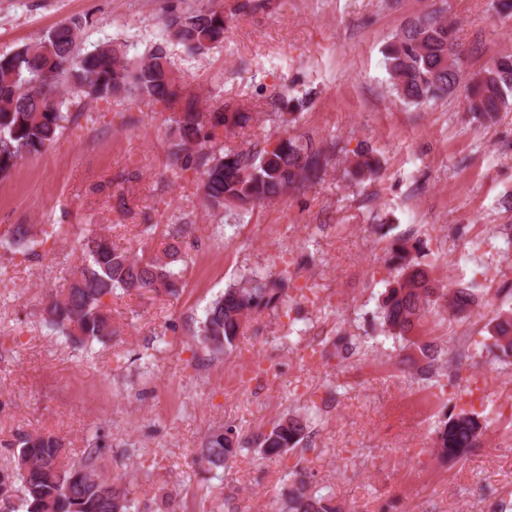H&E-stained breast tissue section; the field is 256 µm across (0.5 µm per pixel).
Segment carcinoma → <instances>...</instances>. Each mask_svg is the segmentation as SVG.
Returning <instances> with one entry per match:
<instances>
[{
	"instance_id": "1",
	"label": "carcinoma",
	"mask_w": 512,
	"mask_h": 512,
	"mask_svg": "<svg viewBox=\"0 0 512 512\" xmlns=\"http://www.w3.org/2000/svg\"><path fill=\"white\" fill-rule=\"evenodd\" d=\"M224 23V12L207 6L193 12L173 6L164 17L168 36L195 50L222 40ZM85 24L76 18L18 52L0 56V176L58 139L62 122L68 119L62 111V88L69 84L81 95L96 99L121 92L149 102H167L174 96L176 79L164 45L154 46L136 60L129 58L124 44L114 41L83 54L78 32ZM453 32L448 21L432 12L409 21L395 34L384 52L393 91L399 100L415 105L461 92L468 112L479 124L490 126L500 112L512 108V54L500 55L469 77L460 66ZM251 119L249 113L239 111L206 114L191 104L176 119L180 142L173 152L175 160L201 170L204 197L213 210L247 212L318 182L330 163L329 153L290 137L255 153L217 152L209 146L216 128L243 127ZM348 162L350 173L361 180L378 172V160L369 150L353 153ZM82 247L86 261L73 269L67 291L46 307L47 322L73 343L112 335L104 306L114 288L171 295L178 291L179 247L174 244L167 245L162 258L131 256L93 233L84 237ZM391 260L402 274L386 289L381 309L383 323L394 337H406L431 305L456 320L478 304L467 288L438 286L415 262L409 247H397ZM281 301L282 288L275 279L254 277L226 288L208 307L198 341L217 351L229 349L253 313ZM492 322L494 347L501 356L512 358V311L498 312ZM308 428L306 416L286 415L261 437L262 453L270 458L283 456L305 440ZM482 431L480 414L462 409L438 428L436 451L449 459L460 458L476 447ZM239 448L235 430L227 427L206 438L202 456L219 467ZM64 453L62 440L52 435H29L20 442L16 469L25 512H130L126 490L103 477L93 457L68 467L62 463ZM282 510L340 512L332 498L313 491L302 474L284 492Z\"/></svg>"
}]
</instances>
